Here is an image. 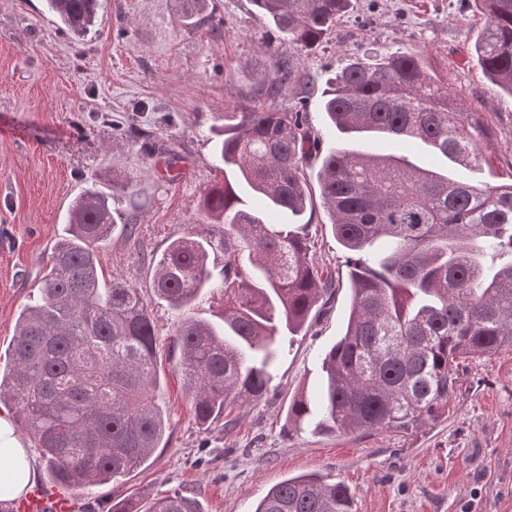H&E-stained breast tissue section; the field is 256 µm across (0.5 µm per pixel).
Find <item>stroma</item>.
<instances>
[{
    "label": "stroma",
    "instance_id": "stroma-1",
    "mask_svg": "<svg viewBox=\"0 0 512 512\" xmlns=\"http://www.w3.org/2000/svg\"><path fill=\"white\" fill-rule=\"evenodd\" d=\"M325 41L299 65L301 83L283 84L274 104L303 109L319 142L305 168L317 188L323 155L342 147L319 96L351 60L395 50L425 57L464 108L483 113L491 164L477 178L512 181V103L503 102L472 59L484 20L472 0H353ZM220 34L184 23L175 0H104L82 39L63 30L44 0H0V367H6L17 317L30 301L67 226L68 204L116 174L145 193L122 199L139 235L114 231L100 249L105 277L138 288L159 333L158 369L169 425L148 462L127 477L72 490L73 512H110L129 498L148 507L181 493L204 512H254L274 485L320 473L348 486L355 512H512V351L466 359L447 417L405 432L322 435L287 431L289 404L320 385L319 361L343 334L350 312L347 253L328 214L306 218L319 263L337 286L318 304L306 335L286 350L266 397L237 408L235 425L200 428L170 348L174 312L152 289L151 258L198 224L205 189L223 179L209 141L225 113L266 99L260 74L271 54L293 53L251 0H208ZM152 127L172 149L177 181L157 178L140 143L118 123Z\"/></svg>",
    "mask_w": 512,
    "mask_h": 512
}]
</instances>
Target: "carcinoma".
<instances>
[{"instance_id": "1", "label": "carcinoma", "mask_w": 512, "mask_h": 512, "mask_svg": "<svg viewBox=\"0 0 512 512\" xmlns=\"http://www.w3.org/2000/svg\"><path fill=\"white\" fill-rule=\"evenodd\" d=\"M298 54L318 47L351 0H252ZM75 37L89 33L101 0H46ZM485 19L474 56L512 99V0H476ZM293 76L274 60L270 88ZM329 126L420 141L465 169L485 165L490 128L480 112L415 53L395 51L343 66L322 90ZM224 181L208 186L199 215L219 241L181 236L155 259L154 294L176 312L173 344L198 424L224 421L267 394L286 345L301 332L333 275L315 258L302 222L312 204L304 175L319 137L299 112L242 107L215 129ZM319 196L350 254L344 334L320 362L314 397L288 406V428L316 434L408 430L448 413L461 355L512 350V183L459 180L392 154L339 148L324 156ZM146 188L112 181L85 187L67 211L68 236L52 252L33 303L16 322L0 405L37 441L52 482L70 489L118 480L141 467L166 429L157 333L138 289L100 278L98 249L117 226L113 204ZM291 223H278L276 217ZM224 269L214 277L211 253ZM224 293L219 321L195 315L204 290ZM203 512L179 493L142 510ZM254 512H353L341 483L316 474L273 486Z\"/></svg>"}]
</instances>
